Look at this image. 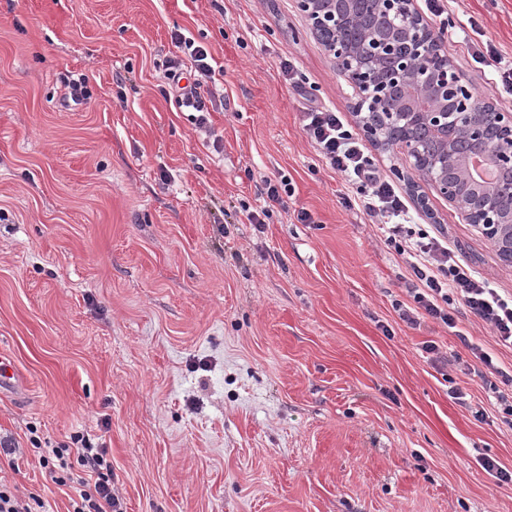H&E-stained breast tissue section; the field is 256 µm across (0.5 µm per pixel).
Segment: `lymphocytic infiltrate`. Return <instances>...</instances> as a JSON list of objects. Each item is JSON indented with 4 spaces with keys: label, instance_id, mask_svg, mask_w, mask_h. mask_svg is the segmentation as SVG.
Segmentation results:
<instances>
[{
    "label": "lymphocytic infiltrate",
    "instance_id": "1",
    "mask_svg": "<svg viewBox=\"0 0 512 512\" xmlns=\"http://www.w3.org/2000/svg\"><path fill=\"white\" fill-rule=\"evenodd\" d=\"M171 41L181 55L168 62L165 82L178 106L195 111L198 131L210 134L204 92L216 82L213 57L206 46L181 31H172ZM187 70L193 75L189 83L183 80ZM301 127L327 166L346 183L362 188L359 199L344 197V205L360 202L379 224L385 244L404 258L413 278L409 289L412 301L397 304L399 318L416 326L428 317L452 328L456 325L452 306L458 302L493 331L497 344L512 348V296L492 287L427 230L409 224L404 197L374 170L371 158L340 113L311 106L301 115ZM72 441L70 449L46 448L39 437L30 439L40 465L49 469L53 481L75 485L72 512H122L120 499L112 491V465L106 449L93 447L79 435Z\"/></svg>",
    "mask_w": 512,
    "mask_h": 512
}]
</instances>
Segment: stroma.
<instances>
[{"label": "stroma", "instance_id": "1", "mask_svg": "<svg viewBox=\"0 0 512 512\" xmlns=\"http://www.w3.org/2000/svg\"><path fill=\"white\" fill-rule=\"evenodd\" d=\"M448 17L458 77L512 110L462 44L478 19L512 62V0H450ZM177 29L218 72L209 138L160 93ZM312 103L355 118L295 0H0V354L26 386L0 395L1 484L68 512L74 489L30 438L82 435L123 512H512L480 465L512 470L488 389L512 349L468 314L399 319L406 265L341 204L299 124ZM282 174L294 193L268 206L258 187ZM418 191L430 211L412 222L512 294L481 228ZM429 342L467 362L481 347L501 372L443 370Z\"/></svg>", "mask_w": 512, "mask_h": 512}]
</instances>
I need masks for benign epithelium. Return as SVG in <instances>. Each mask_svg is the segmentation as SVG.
Returning <instances> with one entry per match:
<instances>
[{
  "instance_id": "7a95c632",
  "label": "benign epithelium",
  "mask_w": 512,
  "mask_h": 512,
  "mask_svg": "<svg viewBox=\"0 0 512 512\" xmlns=\"http://www.w3.org/2000/svg\"><path fill=\"white\" fill-rule=\"evenodd\" d=\"M317 37L329 33L323 46L337 71L356 92L355 112L365 140L403 155L395 175L411 191L413 174L429 182L453 204L469 224L482 227L494 248L512 262V244L504 245L503 229L512 224V180L494 181L471 204L464 201L474 184L470 169L448 177L455 161L448 132L464 135L472 153L495 172L512 174V112L491 102L469 101L453 88L457 74L442 39L418 12L415 0H296ZM365 18L362 40L347 42L344 31Z\"/></svg>"
}]
</instances>
